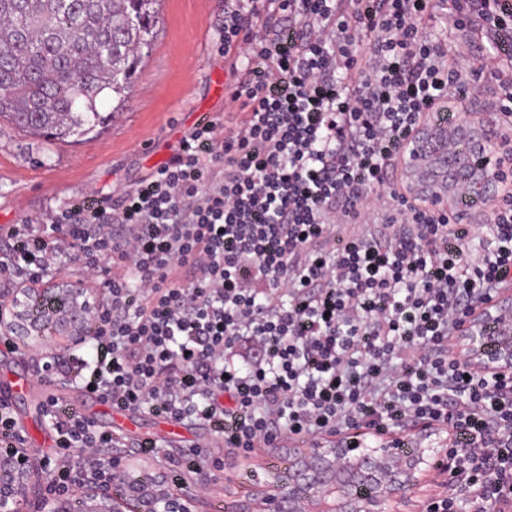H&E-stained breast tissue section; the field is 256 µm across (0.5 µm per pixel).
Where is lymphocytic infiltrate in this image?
<instances>
[{
    "instance_id": "obj_1",
    "label": "lymphocytic infiltrate",
    "mask_w": 512,
    "mask_h": 512,
    "mask_svg": "<svg viewBox=\"0 0 512 512\" xmlns=\"http://www.w3.org/2000/svg\"><path fill=\"white\" fill-rule=\"evenodd\" d=\"M431 4L224 0V49L246 61L228 84L240 125L195 124L117 200L87 194L4 230L0 274L38 286L77 260L101 290L67 376L117 410L202 421L244 456L286 435L444 429L448 486L425 512H512V373L450 350L469 309L512 283V195L489 202L492 240L471 260L473 225L386 185L427 115L479 91L421 35ZM455 7L512 58V0ZM388 209L402 223L385 241L351 232ZM107 257L125 276L100 277ZM253 343L259 356L238 366ZM45 413L61 449L49 490L108 481L96 451L111 435L58 399Z\"/></svg>"
}]
</instances>
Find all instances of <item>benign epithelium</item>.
I'll return each mask as SVG.
<instances>
[{
	"mask_svg": "<svg viewBox=\"0 0 512 512\" xmlns=\"http://www.w3.org/2000/svg\"><path fill=\"white\" fill-rule=\"evenodd\" d=\"M448 137L472 148L463 176L448 180V203L460 196H503L512 190L502 178L501 162H492L504 148L493 128L467 116L448 129ZM89 295L83 284L63 275L44 288H17L0 303V330L36 342L50 328L71 344L83 343L91 338L97 311ZM507 312L512 313L509 288L466 319L458 351L473 368L496 376L512 371ZM429 453L441 459L447 449L415 448L403 454L385 439L368 453L355 455L350 442L338 440L334 447L293 455L288 484L272 482L255 498L225 504L224 512H403L410 495L422 487ZM20 462L15 452H0V512H22L32 494L31 473ZM79 495L84 512H121L126 500L135 503L134 512H189L185 499L160 474L145 469L135 477L131 466L120 461L112 463L107 482L83 485ZM40 510L71 512V498L43 499Z\"/></svg>",
	"mask_w": 512,
	"mask_h": 512,
	"instance_id": "1",
	"label": "benign epithelium"
}]
</instances>
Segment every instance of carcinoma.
<instances>
[{
  "instance_id": "cac0c4a2",
  "label": "carcinoma",
  "mask_w": 512,
  "mask_h": 512,
  "mask_svg": "<svg viewBox=\"0 0 512 512\" xmlns=\"http://www.w3.org/2000/svg\"><path fill=\"white\" fill-rule=\"evenodd\" d=\"M157 4L0 0V119L54 140H87L125 102L153 40ZM110 94L118 105L104 114Z\"/></svg>"
}]
</instances>
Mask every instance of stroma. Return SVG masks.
Listing matches in <instances>:
<instances>
[{"instance_id":"1","label":"stroma","mask_w":512,"mask_h":512,"mask_svg":"<svg viewBox=\"0 0 512 512\" xmlns=\"http://www.w3.org/2000/svg\"><path fill=\"white\" fill-rule=\"evenodd\" d=\"M152 49L139 64L132 89L121 111L97 128L86 143H67L32 136L4 127L0 130V226L38 224L52 211H60L77 197L93 191L102 197L118 196L145 173L167 161L184 131L196 122L197 110L219 118L235 129L244 114L229 96L230 58L222 44L224 0H160ZM423 36L441 45L448 57L476 71L484 85L472 109L494 121L490 107L498 76L507 61L489 55L475 23L459 22L451 0H442L420 26ZM71 349L64 338L47 336L43 346L11 351L0 345V374L28 369L33 388L42 385L40 361L66 362ZM12 414L32 437L27 452L32 461L52 455L53 433L48 417L34 411L27 397L16 398ZM135 433L115 431L102 413L91 415L96 429L113 432L115 447L100 449L101 459L136 458L138 443L150 437L157 444L156 469L166 467L172 444L160 432V417L141 409ZM319 445L313 438H283L277 447L264 448L244 469L239 457L219 447L204 448V460L187 492L193 496L192 512H224L228 497L246 499L269 468L287 467V452L306 451Z\"/></svg>"}]
</instances>
